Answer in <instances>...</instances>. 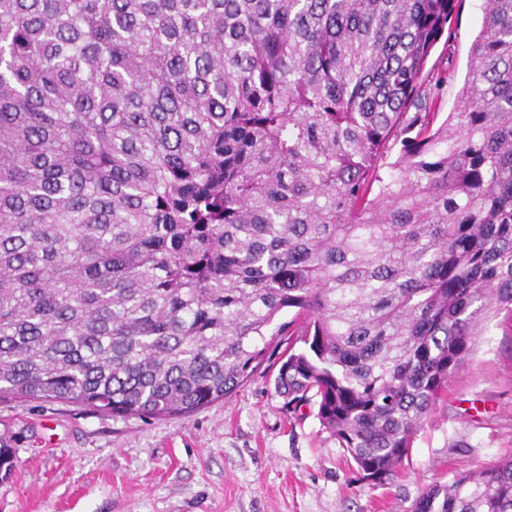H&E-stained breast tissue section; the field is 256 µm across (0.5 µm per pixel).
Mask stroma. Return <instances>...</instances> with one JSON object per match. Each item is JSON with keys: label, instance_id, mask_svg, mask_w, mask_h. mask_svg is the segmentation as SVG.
Returning a JSON list of instances; mask_svg holds the SVG:
<instances>
[{"label": "stroma", "instance_id": "1", "mask_svg": "<svg viewBox=\"0 0 512 512\" xmlns=\"http://www.w3.org/2000/svg\"><path fill=\"white\" fill-rule=\"evenodd\" d=\"M486 0H459L446 68L450 112ZM237 393L189 418L119 417L61 402H0V438L16 450L0 512H410L426 488L512 454V319L484 330L393 473L374 480L346 460L317 407L276 393L279 356Z\"/></svg>", "mask_w": 512, "mask_h": 512}]
</instances>
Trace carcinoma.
Wrapping results in <instances>:
<instances>
[{
    "label": "carcinoma",
    "mask_w": 512,
    "mask_h": 512,
    "mask_svg": "<svg viewBox=\"0 0 512 512\" xmlns=\"http://www.w3.org/2000/svg\"><path fill=\"white\" fill-rule=\"evenodd\" d=\"M457 2L0 0V400L185 419L286 336L277 392L400 466L512 316V0L438 125ZM411 512H512V456Z\"/></svg>",
    "instance_id": "cac0c4a2"
}]
</instances>
